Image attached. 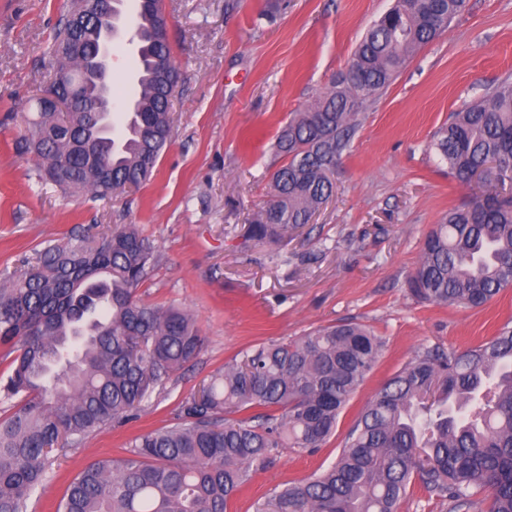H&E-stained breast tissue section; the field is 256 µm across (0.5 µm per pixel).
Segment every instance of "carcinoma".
<instances>
[{
	"mask_svg": "<svg viewBox=\"0 0 512 512\" xmlns=\"http://www.w3.org/2000/svg\"><path fill=\"white\" fill-rule=\"evenodd\" d=\"M466 0H395L361 38L346 72L277 138L272 198L252 216L247 243L280 242L311 223L334 192L336 164L357 117ZM161 0H140L134 111L114 135L88 97L63 115L26 118L20 148L60 189L100 200L140 188L171 133L180 80L169 40L157 37ZM96 0H70L49 56L64 78L96 67ZM431 148L479 194L427 234L411 293L480 308L512 288V81L451 114ZM155 262L135 225L98 240L50 245L35 266L0 283V512H24L50 453L139 409L200 351L189 311L143 302ZM384 341L359 323L262 342L185 398L178 422L135 436L129 455L86 465L59 512H228L253 475L284 448L312 452L373 370ZM420 488L448 512H512V328L462 351L427 349L376 393L348 429L336 461L253 503V512H398Z\"/></svg>",
	"mask_w": 512,
	"mask_h": 512,
	"instance_id": "obj_1",
	"label": "carcinoma"
}]
</instances>
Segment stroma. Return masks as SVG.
<instances>
[{"label":"stroma","instance_id":"stroma-1","mask_svg":"<svg viewBox=\"0 0 512 512\" xmlns=\"http://www.w3.org/2000/svg\"><path fill=\"white\" fill-rule=\"evenodd\" d=\"M165 0L181 74L172 141L149 181L109 200L42 181L16 143L22 114L53 73L47 47L67 0H0V281L46 245L137 225L156 262L138 294L196 317L199 354L145 401L54 455L27 512H57L87 464L125 456L136 434L176 423L180 402L218 368L256 344L287 340L344 321L368 326L385 349L316 453L283 449L230 506L250 512L278 485L333 462L367 402L429 348L460 351L512 322V288L479 309L419 301L409 290L424 239L472 186L451 178L430 148L451 112L512 75V0H466L464 12L413 56L369 103L343 152L336 188L316 223L287 241L243 244L270 198L280 128L330 87L368 26L394 0ZM136 47H112V97H132Z\"/></svg>","mask_w":512,"mask_h":512}]
</instances>
